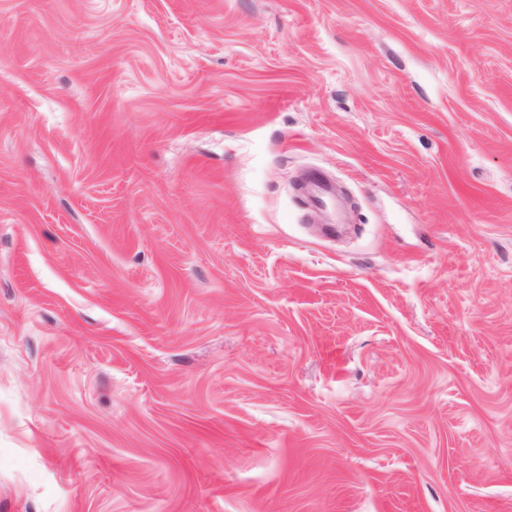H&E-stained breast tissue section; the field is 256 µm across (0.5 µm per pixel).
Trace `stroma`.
Here are the masks:
<instances>
[{
	"label": "stroma",
	"mask_w": 512,
	"mask_h": 512,
	"mask_svg": "<svg viewBox=\"0 0 512 512\" xmlns=\"http://www.w3.org/2000/svg\"><path fill=\"white\" fill-rule=\"evenodd\" d=\"M0 512H512V0H0Z\"/></svg>",
	"instance_id": "1"
}]
</instances>
